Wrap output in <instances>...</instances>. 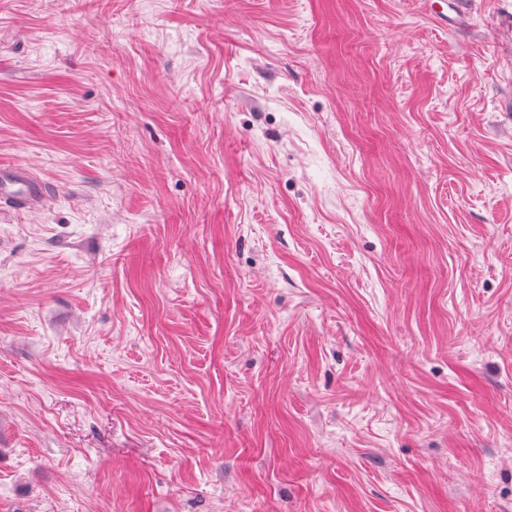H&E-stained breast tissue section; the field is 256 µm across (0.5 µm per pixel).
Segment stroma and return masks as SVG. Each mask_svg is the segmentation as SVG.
<instances>
[{
    "label": "stroma",
    "instance_id": "stroma-1",
    "mask_svg": "<svg viewBox=\"0 0 512 512\" xmlns=\"http://www.w3.org/2000/svg\"><path fill=\"white\" fill-rule=\"evenodd\" d=\"M0 0V512H512V0ZM45 200V187L20 164L0 165V209L4 214L37 210Z\"/></svg>",
    "mask_w": 512,
    "mask_h": 512
}]
</instances>
